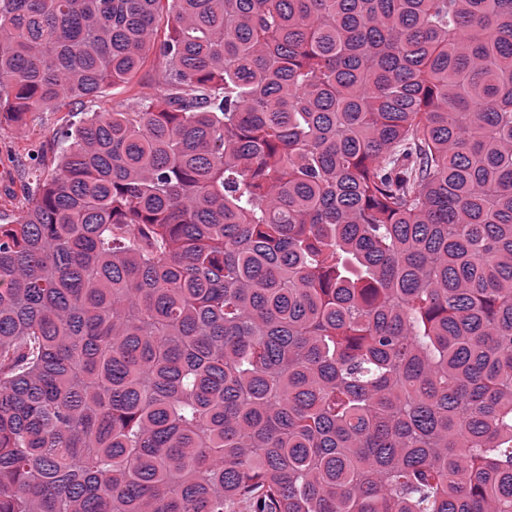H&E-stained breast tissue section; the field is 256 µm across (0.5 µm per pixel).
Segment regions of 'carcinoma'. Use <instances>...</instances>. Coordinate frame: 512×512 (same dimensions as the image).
I'll use <instances>...</instances> for the list:
<instances>
[{
	"instance_id": "cac0c4a2",
	"label": "carcinoma",
	"mask_w": 512,
	"mask_h": 512,
	"mask_svg": "<svg viewBox=\"0 0 512 512\" xmlns=\"http://www.w3.org/2000/svg\"><path fill=\"white\" fill-rule=\"evenodd\" d=\"M0 512H512V0H0ZM166 61L154 51L128 80L108 88L98 97L69 99L66 105L44 112H28L22 131L10 123L0 126V214L15 216L28 205L34 186L51 178L60 153L53 134L77 119V112L127 110L136 101L160 97L165 86ZM6 216V217H7Z\"/></svg>"
}]
</instances>
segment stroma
<instances>
[{"label": "stroma", "mask_w": 512, "mask_h": 512, "mask_svg": "<svg viewBox=\"0 0 512 512\" xmlns=\"http://www.w3.org/2000/svg\"><path fill=\"white\" fill-rule=\"evenodd\" d=\"M165 60L148 53L144 65L128 80L97 97L67 100L61 108L30 112L23 130L0 124V214L17 215L28 204L37 183L51 178L58 164L59 146L53 135L79 112L127 110L136 101L162 95Z\"/></svg>", "instance_id": "1"}]
</instances>
